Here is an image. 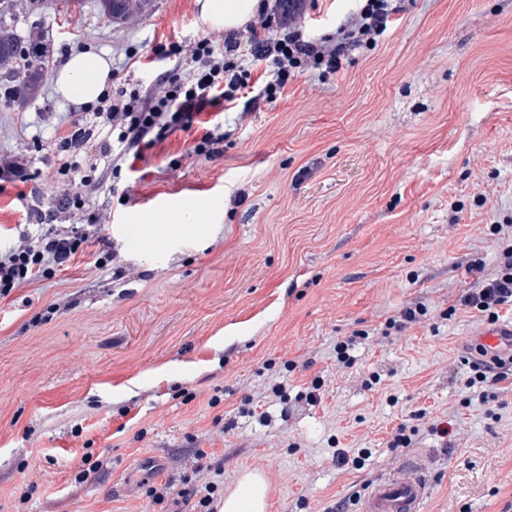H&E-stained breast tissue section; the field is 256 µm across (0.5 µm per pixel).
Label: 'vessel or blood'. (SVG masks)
<instances>
[{
	"label": "vessel or blood",
	"instance_id": "1",
	"mask_svg": "<svg viewBox=\"0 0 512 512\" xmlns=\"http://www.w3.org/2000/svg\"><path fill=\"white\" fill-rule=\"evenodd\" d=\"M477 347L491 358H512V322L485 328L478 337ZM422 470V464L417 463L368 485L356 512H423L428 485Z\"/></svg>",
	"mask_w": 512,
	"mask_h": 512
}]
</instances>
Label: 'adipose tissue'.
<instances>
[{
	"instance_id": "ef3b65f1",
	"label": "adipose tissue",
	"mask_w": 512,
	"mask_h": 512,
	"mask_svg": "<svg viewBox=\"0 0 512 512\" xmlns=\"http://www.w3.org/2000/svg\"><path fill=\"white\" fill-rule=\"evenodd\" d=\"M199 17L208 28L232 30L256 14L259 0H197ZM112 75V62L93 52L72 54L53 74L56 94L75 104L96 102L105 92ZM268 483L263 473L240 474L234 490L225 494L219 512H266Z\"/></svg>"
}]
</instances>
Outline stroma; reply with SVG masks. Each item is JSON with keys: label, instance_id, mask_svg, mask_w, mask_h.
I'll use <instances>...</instances> for the list:
<instances>
[{"label": "stroma", "instance_id": "obj_1", "mask_svg": "<svg viewBox=\"0 0 512 512\" xmlns=\"http://www.w3.org/2000/svg\"><path fill=\"white\" fill-rule=\"evenodd\" d=\"M403 5L337 73L227 112L223 157L191 156L196 126L147 150L68 214L85 252L0 299V512H152L147 485L211 482L219 500L247 470L267 478V512H352L415 460L425 512H512V385L487 401L469 387L488 322L459 303L468 264L494 272L512 244V0ZM358 6L310 0L307 34L334 37ZM198 15L197 0H151L111 25L93 0H13L48 54L32 100L0 76V167L30 176L0 193V242L58 191L46 161L81 111L53 91L58 64L223 39ZM172 199L210 219L150 243L139 226ZM103 249L116 259L99 269ZM418 304V322L387 329ZM274 378L286 397L263 423L250 411ZM313 384L317 402L300 399ZM402 427L411 445L391 447ZM360 448L363 469L341 465ZM87 453L99 469L81 483Z\"/></svg>", "mask_w": 512, "mask_h": 512}]
</instances>
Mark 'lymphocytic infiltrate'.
I'll list each match as a JSON object with an SVG mask.
<instances>
[{
    "label": "lymphocytic infiltrate",
    "instance_id": "obj_1",
    "mask_svg": "<svg viewBox=\"0 0 512 512\" xmlns=\"http://www.w3.org/2000/svg\"><path fill=\"white\" fill-rule=\"evenodd\" d=\"M400 10L398 0H364L359 11L337 27L335 37L313 40L296 15H282L263 2L245 31L228 33L223 42L203 37L189 47L155 43L143 68L155 73L157 87L145 96L127 85L126 66L136 61L135 54H128L126 65L113 67L114 90L103 96L92 119L72 121L57 138V152L71 156L56 169L64 189L47 211H34L40 231L24 233L19 245L0 251V297L83 251L84 237L47 230L43 224L61 222L83 208L103 174L121 172L171 134L191 130L207 109L229 111L253 93L272 103L301 72L336 73L350 52L375 47ZM258 66L266 78L257 88L252 72ZM94 136L99 139V160L84 175L73 155ZM466 272L473 285L463 294L462 305L488 321L498 320L500 308L512 306V245L504 247L495 272L486 273L479 259L470 262Z\"/></svg>",
    "mask_w": 512,
    "mask_h": 512
}]
</instances>
